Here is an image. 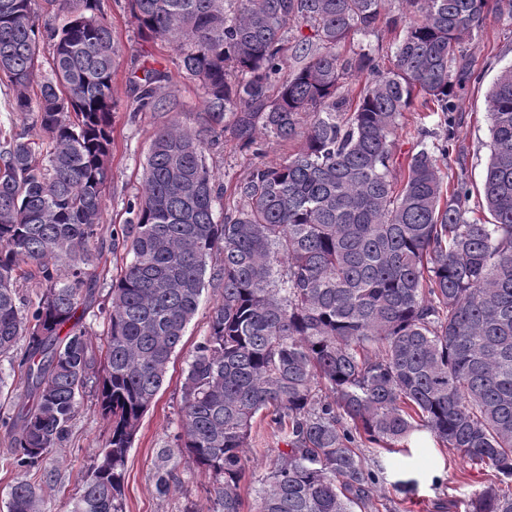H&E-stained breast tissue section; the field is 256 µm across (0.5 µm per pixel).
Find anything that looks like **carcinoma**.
<instances>
[{
	"mask_svg": "<svg viewBox=\"0 0 512 512\" xmlns=\"http://www.w3.org/2000/svg\"><path fill=\"white\" fill-rule=\"evenodd\" d=\"M127 2L141 40L168 43L199 82L206 120L192 129L174 116L155 133L142 195L110 235L132 260L97 337L77 311L97 294L87 266L110 175L112 29L101 0H53L59 28L38 27L31 0H0V77L41 133L0 142V359L25 388L0 419L18 471L8 512H41L31 472L88 393L109 435L71 512H123L128 452L208 279L222 298L185 370L159 494L184 460L209 473L217 512H243L245 448L261 419L285 450L257 512H367L385 477L361 449L405 451L421 432L496 473L468 512H512V64L490 95V219L469 208L466 179L444 172L468 79L458 49L489 14L512 16V0ZM383 18L403 31L392 68L370 50L341 53ZM304 26L302 64L285 72L288 33ZM41 40L52 60L33 98ZM353 74L364 84L339 93ZM168 80L142 67L139 109L170 111ZM410 108L439 115L438 142L424 126L403 130ZM228 114L246 148L258 133L302 146L254 166L235 186L241 207L218 224L204 149ZM401 137L412 139L403 163Z\"/></svg>",
	"mask_w": 512,
	"mask_h": 512,
	"instance_id": "obj_1",
	"label": "carcinoma"
}]
</instances>
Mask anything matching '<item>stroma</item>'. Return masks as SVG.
<instances>
[{"instance_id":"35a3bbf8","label":"stroma","mask_w":512,"mask_h":512,"mask_svg":"<svg viewBox=\"0 0 512 512\" xmlns=\"http://www.w3.org/2000/svg\"><path fill=\"white\" fill-rule=\"evenodd\" d=\"M102 2L118 48L117 66L112 76L116 108L112 117L110 179L99 226V238L106 241L112 227L125 222L130 203L135 202L142 191L143 167L156 131L174 112L185 125L199 127L205 121V100L197 82L181 70L178 57L166 42L139 40L127 0ZM400 37V31L382 25L367 35L352 34L341 51L350 56L370 49L388 66L394 59ZM462 49L471 78L456 108L461 153L450 156L449 165L453 171L463 172L471 188L477 189L490 154L489 92L500 70L512 65V18L489 16L484 26L463 42ZM146 63L168 72L164 93L173 105L172 112L135 111L130 82ZM298 147L295 141L282 142L262 136L256 148L246 149L229 129L218 142L207 146L206 163L216 175L213 201L216 220H223L225 214L237 206L239 199L234 187L254 165L277 164ZM130 260L127 251L114 252L106 248L90 266L98 288L95 305L88 307L83 317L89 333L103 335L105 326L98 315V306L105 302L113 278ZM221 295L218 283H207L200 305L168 366L163 387L141 420L126 461L123 512H215L214 501L206 491L210 482L208 474L191 465L180 464V484L162 497L155 488V464L160 449L169 444L179 430L184 371L196 345L208 333L211 309ZM107 434V423L97 412L92 398H85L71 423L67 441L50 455L38 474L44 512H70L81 488L80 479L97 458ZM276 445L271 428L264 423L255 424L247 451V474L241 483L243 512H254L261 480L270 463L264 451ZM365 455L371 461L388 460L397 479L417 482L409 495L392 492L388 497L377 498L372 512H466L468 502L495 480L492 469L464 460L455 450L437 447L430 440L413 448L408 457L380 448L366 449Z\"/></svg>"}]
</instances>
